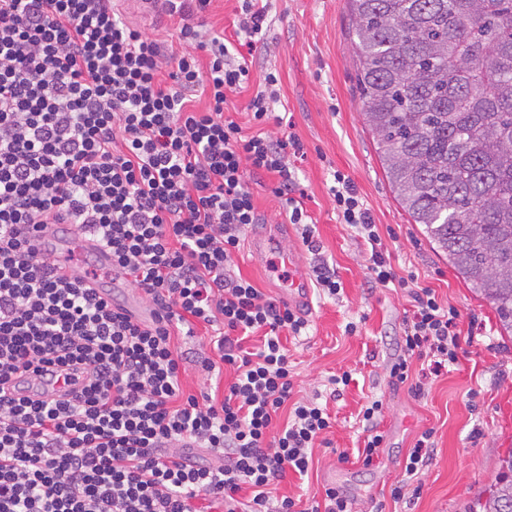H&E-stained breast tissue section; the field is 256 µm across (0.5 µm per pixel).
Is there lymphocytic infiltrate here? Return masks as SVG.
<instances>
[{"label":"lymphocytic infiltrate","instance_id":"obj_1","mask_svg":"<svg viewBox=\"0 0 512 512\" xmlns=\"http://www.w3.org/2000/svg\"><path fill=\"white\" fill-rule=\"evenodd\" d=\"M210 2L164 0L182 20L168 47L112 0H0V512H353L334 486L305 508L268 495L288 472L307 474L331 416L291 400L282 337L301 335L305 320L232 272L243 232L260 221L247 175L270 177L308 251L320 245L290 165L303 145L268 129L278 75L267 73L247 103L254 133L226 114L250 83L246 56L264 36L267 7L240 0L229 42L197 19ZM202 96L208 107L195 109ZM333 179L371 282L408 291L387 370L421 396L412 362L429 360L433 375L458 363L460 313L397 276L352 179ZM51 226L108 249L113 279L152 303L153 321L96 287V271L54 259L42 237ZM200 325L213 350L202 371L234 372L220 398L181 389L176 332L192 337ZM49 372L83 383L61 402L10 390Z\"/></svg>","mask_w":512,"mask_h":512}]
</instances>
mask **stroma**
Returning <instances> with one entry per match:
<instances>
[{"mask_svg":"<svg viewBox=\"0 0 512 512\" xmlns=\"http://www.w3.org/2000/svg\"><path fill=\"white\" fill-rule=\"evenodd\" d=\"M268 29L252 58L251 76L280 77L277 114L286 115L305 145L298 178L308 198L311 228L322 256L342 283L336 297L310 293L305 335L288 340L294 366V400L326 404L333 419L328 446L312 450L307 477L288 473L270 488L273 497H308L336 486L355 512H461L464 502L495 477L498 460L512 448V339L501 337L490 305L479 300L428 243L421 225L403 211L385 177L356 91L350 12L346 0H269ZM350 175L373 219L392 229L385 245L398 275L414 276L434 288L442 303L456 307L462 334L473 337L457 366L431 382L417 398L408 385H392L386 366L403 333L410 304L403 289L374 286L366 269L365 245L340 224L330 188L334 171ZM266 177L249 181L263 217L252 225L235 255L242 276L269 297L287 289L284 257L313 269L317 258L302 243L301 226L281 215ZM278 235L280 242L255 256V242ZM356 332H348V325ZM350 372L339 396H331L330 375ZM383 402L384 443L372 465L357 458L363 441L358 413L367 401ZM433 429V457L414 478L420 495L394 503L390 490L404 473V461L422 431ZM347 453L348 462L338 460Z\"/></svg>","mask_w":512,"mask_h":512,"instance_id":"obj_1","label":"stroma"}]
</instances>
